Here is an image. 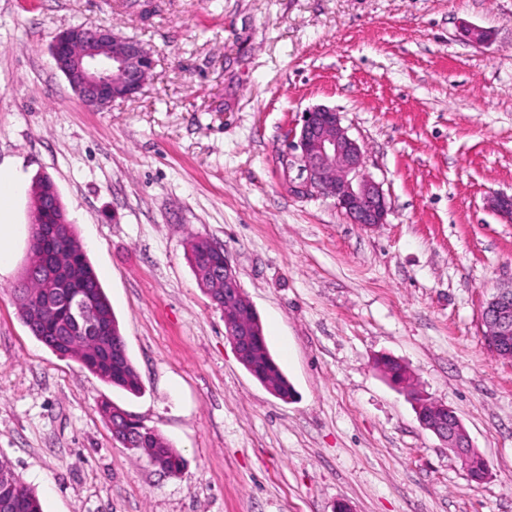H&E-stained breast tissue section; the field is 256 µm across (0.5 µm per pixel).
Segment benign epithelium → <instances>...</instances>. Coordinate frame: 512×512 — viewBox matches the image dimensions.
Segmentation results:
<instances>
[{"label": "benign epithelium", "instance_id": "7a95c632", "mask_svg": "<svg viewBox=\"0 0 512 512\" xmlns=\"http://www.w3.org/2000/svg\"><path fill=\"white\" fill-rule=\"evenodd\" d=\"M50 54L55 68L68 81L81 104L93 111L103 110L117 100L135 97L153 78L156 60L145 46L101 26L76 25L58 32ZM281 178L288 193L298 199H332L349 223L371 227L386 223L388 204L382 184L367 172L362 146L342 124L340 113L324 105L303 113L300 128L294 130L286 150L278 156ZM489 209L507 223L512 222V194L492 193ZM52 209H42L41 239L30 245L49 246L54 225L48 222ZM211 253L223 258L224 286L215 287L211 275L197 282L211 302L224 311V336L240 364L253 360L258 332L253 328L256 309L245 294L236 271L225 259L224 248L207 240ZM41 311L54 316L62 304L61 284L69 275L65 262L49 255ZM484 336L501 358L512 360V286L496 289L481 312ZM137 423L124 409L116 412L112 438L128 446L136 433L121 422ZM420 425L471 464L474 448L456 413L444 404H435L432 414L419 418Z\"/></svg>", "mask_w": 512, "mask_h": 512}]
</instances>
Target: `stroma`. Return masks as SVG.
<instances>
[{
  "instance_id": "1",
  "label": "stroma",
  "mask_w": 512,
  "mask_h": 512,
  "mask_svg": "<svg viewBox=\"0 0 512 512\" xmlns=\"http://www.w3.org/2000/svg\"><path fill=\"white\" fill-rule=\"evenodd\" d=\"M85 23L156 59L141 93L101 112L49 54ZM316 105L363 145L384 224L284 188L278 154ZM0 169L20 181L0 268V459L43 512H512V361L480 318L512 283V223L487 207L512 193V0H0ZM41 174L139 395L21 320ZM193 236L223 245L293 400L237 360L187 260ZM383 355L455 411L483 481L421 427ZM105 398L173 444L180 475L113 440Z\"/></svg>"
}]
</instances>
